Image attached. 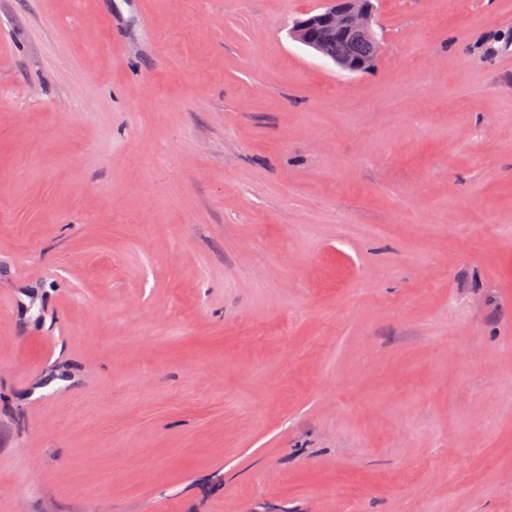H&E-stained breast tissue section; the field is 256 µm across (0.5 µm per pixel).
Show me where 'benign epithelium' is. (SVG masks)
<instances>
[{
	"label": "benign epithelium",
	"instance_id": "7a95c632",
	"mask_svg": "<svg viewBox=\"0 0 512 512\" xmlns=\"http://www.w3.org/2000/svg\"><path fill=\"white\" fill-rule=\"evenodd\" d=\"M373 15L372 0H326L319 11L295 21L290 34L317 52L323 45L346 41L352 32L373 34Z\"/></svg>",
	"mask_w": 512,
	"mask_h": 512
}]
</instances>
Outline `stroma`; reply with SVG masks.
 Listing matches in <instances>:
<instances>
[{
  "instance_id": "35a3bbf8",
  "label": "stroma",
  "mask_w": 512,
  "mask_h": 512,
  "mask_svg": "<svg viewBox=\"0 0 512 512\" xmlns=\"http://www.w3.org/2000/svg\"><path fill=\"white\" fill-rule=\"evenodd\" d=\"M0 0V512H512V0ZM373 15L371 0H328L319 11L296 20L290 34L319 53L323 45L345 42L351 32L372 35Z\"/></svg>"
}]
</instances>
